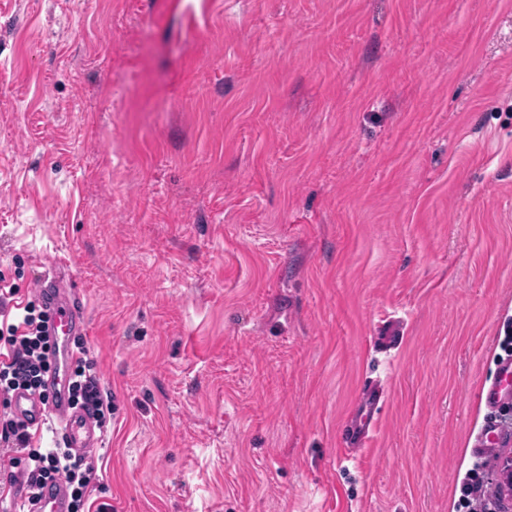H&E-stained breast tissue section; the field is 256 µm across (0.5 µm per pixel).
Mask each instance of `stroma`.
I'll use <instances>...</instances> for the list:
<instances>
[{"label":"stroma","instance_id":"stroma-1","mask_svg":"<svg viewBox=\"0 0 512 512\" xmlns=\"http://www.w3.org/2000/svg\"><path fill=\"white\" fill-rule=\"evenodd\" d=\"M1 69L0 275L64 268L112 399L88 512H463L512 331V0H0ZM383 390L377 385L364 388L359 396L354 416L342 430L343 448H360L370 431V417L374 409L382 405Z\"/></svg>","mask_w":512,"mask_h":512}]
</instances>
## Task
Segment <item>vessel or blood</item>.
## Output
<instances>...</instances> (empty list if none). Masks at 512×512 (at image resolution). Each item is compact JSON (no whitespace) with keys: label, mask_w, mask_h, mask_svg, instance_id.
Listing matches in <instances>:
<instances>
[{"label":"vessel or blood","mask_w":512,"mask_h":512,"mask_svg":"<svg viewBox=\"0 0 512 512\" xmlns=\"http://www.w3.org/2000/svg\"><path fill=\"white\" fill-rule=\"evenodd\" d=\"M35 294L48 314L49 334L55 343L50 390L44 396L25 390L13 392L11 412L37 432L48 424H55L62 447L78 455L95 457L102 446L100 427L89 412L72 403L68 393V380L75 360L70 341L86 331L79 299L71 283L58 276L38 281ZM382 397L383 392L378 386L371 385L362 390L358 408L342 430L343 447H361L370 431L371 413L381 405ZM481 401L488 412V420L471 442V454L476 459L490 457L504 436L512 433V419L503 417L504 412L512 411V354L498 357L496 379L483 387ZM0 500L11 502L23 512H69L70 489L67 481L59 477L48 482L32 500L27 494V482L21 478L0 494Z\"/></svg>","instance_id":"b4317fda"}]
</instances>
